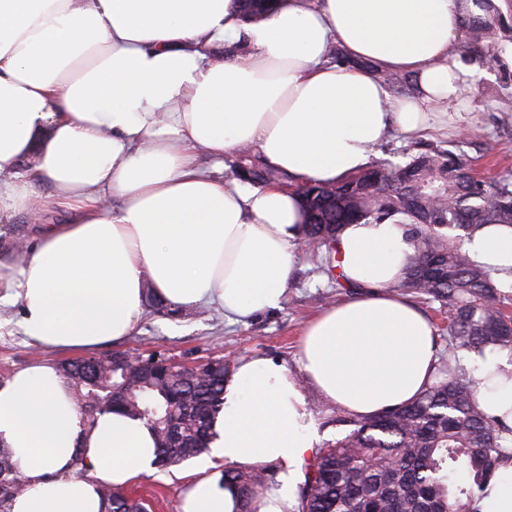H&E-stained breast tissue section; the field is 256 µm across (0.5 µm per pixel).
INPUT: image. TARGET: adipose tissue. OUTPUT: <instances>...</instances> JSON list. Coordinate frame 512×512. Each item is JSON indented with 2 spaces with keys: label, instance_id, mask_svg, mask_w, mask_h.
<instances>
[{
  "label": "adipose tissue",
  "instance_id": "adipose-tissue-1",
  "mask_svg": "<svg viewBox=\"0 0 512 512\" xmlns=\"http://www.w3.org/2000/svg\"><path fill=\"white\" fill-rule=\"evenodd\" d=\"M472 0H281L241 22L239 0H0V218L30 211L49 184L66 222L45 224L24 262L0 272L19 326L43 349L118 342L141 321L144 290L232 322L282 309L303 246L294 191L205 172L242 148L295 181L333 184L364 171L391 131L418 134L476 65L452 45ZM245 43L227 61L212 47ZM416 81L393 97L371 72L332 62V48ZM28 162L26 173L17 170ZM512 289V226L484 225L463 245ZM336 251L349 299L303 329L297 371L242 360L224 385L203 476L181 512H236L227 465L275 463L259 512L296 504L304 460L322 436L308 391L360 417L414 401L438 356L428 316L397 289L414 253L405 225H345ZM512 353L470 354L478 401L512 428ZM0 443L27 485L8 512H102L101 486L155 472L145 421L112 412L84 425L57 369L34 361L0 385ZM85 460L76 475L74 460ZM470 512H512V457Z\"/></svg>",
  "mask_w": 512,
  "mask_h": 512
}]
</instances>
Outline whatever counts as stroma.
I'll return each mask as SVG.
<instances>
[{"instance_id": "35a3bbf8", "label": "stroma", "mask_w": 512, "mask_h": 512, "mask_svg": "<svg viewBox=\"0 0 512 512\" xmlns=\"http://www.w3.org/2000/svg\"><path fill=\"white\" fill-rule=\"evenodd\" d=\"M512 48L502 42L500 49L487 52L474 76L475 90L463 104L469 124L460 129L447 118H440L427 135L428 141L447 143L486 177L512 173V114L499 112L501 100L512 101V70L496 66L501 50ZM43 200L38 216L15 215L0 237V268L13 272L25 257L23 246L29 243L39 222L59 220V213L49 205L52 189L37 188ZM300 269L282 309L257 317L247 323H229L222 311L214 308L188 310L172 317L146 308L138 328L118 343H106L97 355L137 353L142 358H170L186 363L223 358L229 368H236L245 358L265 355L281 361L289 369L297 367L299 334L305 324L325 307L349 297L322 272L310 251H302ZM18 306L0 304V384L19 369L42 359L54 364L66 362L64 354L40 350L29 345L18 321ZM198 460H190L156 470L128 486V493L150 501L151 512H180L181 492L186 483L201 478Z\"/></svg>"}]
</instances>
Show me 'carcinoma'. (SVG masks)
I'll list each match as a JSON object with an SVG mask.
<instances>
[{
    "mask_svg": "<svg viewBox=\"0 0 512 512\" xmlns=\"http://www.w3.org/2000/svg\"><path fill=\"white\" fill-rule=\"evenodd\" d=\"M504 2L505 13L492 0H475L480 12L465 19L470 52L495 46L499 33L512 36V0ZM274 4L241 0L242 19L248 22ZM403 157L332 185L301 184L305 243L326 249L321 268L337 281L334 244L342 227L399 218L416 253L398 288L439 303L455 349L512 350V316L498 307V287L463 251L476 227L512 225V178L477 177L462 155L440 145L414 142ZM232 173L253 186L288 183L286 173L246 152ZM126 366L97 358L61 366L86 425L114 411L112 389L124 384ZM228 374L222 363L204 377L154 364L151 374L127 388L121 412L150 426L158 466L196 458L208 448ZM477 394V381L463 376L456 356L441 359L436 382L415 401L355 421L349 434L316 454L304 468L295 512H467L473 490L497 475L504 457H512L503 428L479 408ZM458 462L470 483L454 488L448 470ZM18 479L12 450L0 445V509L24 491ZM224 484L237 491L239 512H257L255 499L267 488L262 471L226 468ZM101 497L108 512H142L145 506L110 487Z\"/></svg>",
    "mask_w": 512,
    "mask_h": 512,
    "instance_id": "cac0c4a2",
    "label": "carcinoma"
}]
</instances>
